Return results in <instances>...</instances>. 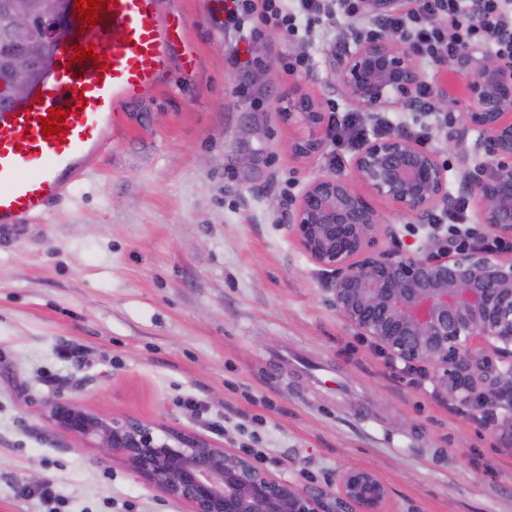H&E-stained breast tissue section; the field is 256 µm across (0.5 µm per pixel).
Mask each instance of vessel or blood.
Listing matches in <instances>:
<instances>
[{"instance_id": "obj_1", "label": "vessel or blood", "mask_w": 512, "mask_h": 512, "mask_svg": "<svg viewBox=\"0 0 512 512\" xmlns=\"http://www.w3.org/2000/svg\"><path fill=\"white\" fill-rule=\"evenodd\" d=\"M179 37L160 0H108L88 29L67 9L50 77L36 94L0 109V231L64 199L105 155L113 115L165 83ZM77 44L105 57V67H96L95 57L69 66ZM53 107L67 112L60 137L44 136L40 123Z\"/></svg>"}]
</instances>
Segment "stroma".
Listing matches in <instances>:
<instances>
[{"mask_svg": "<svg viewBox=\"0 0 512 512\" xmlns=\"http://www.w3.org/2000/svg\"><path fill=\"white\" fill-rule=\"evenodd\" d=\"M160 2L194 68L117 113L111 150L65 199L0 233V512H186L54 426L59 399L264 449L261 467L304 488L371 470L386 512H512L501 421L449 411L431 370L394 372L288 231L306 184L349 173L353 150L337 165L330 142L293 156L304 130L276 101L295 83L350 110L331 76L350 26L316 27L312 66L291 73L300 44L271 30L242 40L224 0ZM393 127L423 133L449 196L486 159L478 131L458 150L424 113L398 112ZM45 481L53 501L20 495Z\"/></svg>", "mask_w": 512, "mask_h": 512, "instance_id": "35a3bbf8", "label": "stroma"}]
</instances>
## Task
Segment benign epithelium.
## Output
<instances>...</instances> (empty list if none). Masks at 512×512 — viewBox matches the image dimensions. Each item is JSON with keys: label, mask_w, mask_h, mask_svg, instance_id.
I'll return each instance as SVG.
<instances>
[{"label": "benign epithelium", "mask_w": 512, "mask_h": 512, "mask_svg": "<svg viewBox=\"0 0 512 512\" xmlns=\"http://www.w3.org/2000/svg\"><path fill=\"white\" fill-rule=\"evenodd\" d=\"M36 4L0 0V68L9 76L0 91L12 100L28 95L38 67L27 44L48 45L63 31L62 15H38ZM333 78L346 100L368 112L412 107L423 82L411 43L387 34L354 38ZM461 95L472 110L452 141L476 129L492 158L464 176L461 190L479 223L512 239V64L479 60ZM279 107L309 130L291 144V153H318L326 130L322 104L293 86ZM349 166V175L311 180L289 215L303 252L331 274L332 305L390 358L431 368L449 400L473 399L486 414L498 415L512 403V259L480 248L450 250L438 236L420 252L395 241L369 198L424 222L448 197L447 170L416 138L397 131L367 140ZM382 236L392 247H379ZM50 419L95 439L103 453L122 458L135 477L182 502L187 512H385L389 498L387 484L368 469L343 472L328 491L304 489L198 434L138 417L104 419L56 401Z\"/></svg>", "instance_id": "benign-epithelium-1"}]
</instances>
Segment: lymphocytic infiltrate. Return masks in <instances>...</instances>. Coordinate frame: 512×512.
Here are the masks:
<instances>
[{"label": "lymphocytic infiltrate", "mask_w": 512, "mask_h": 512, "mask_svg": "<svg viewBox=\"0 0 512 512\" xmlns=\"http://www.w3.org/2000/svg\"><path fill=\"white\" fill-rule=\"evenodd\" d=\"M242 15L290 36L319 23L336 29L359 21L365 35L383 32L407 39L425 65L457 59L489 42L496 57L512 61V0H414L405 13H373L366 0H224L225 18ZM466 211L460 197L448 207L450 248L477 243L492 252H512L511 240L485 236L467 224Z\"/></svg>", "instance_id": "f902f5d3"}]
</instances>
